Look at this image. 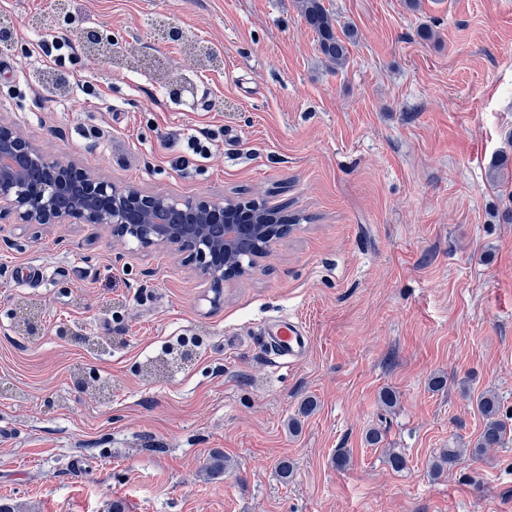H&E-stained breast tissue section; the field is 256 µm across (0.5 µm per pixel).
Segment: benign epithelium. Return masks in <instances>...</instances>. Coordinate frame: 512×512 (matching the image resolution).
Here are the masks:
<instances>
[{"label":"benign epithelium","mask_w":512,"mask_h":512,"mask_svg":"<svg viewBox=\"0 0 512 512\" xmlns=\"http://www.w3.org/2000/svg\"><path fill=\"white\" fill-rule=\"evenodd\" d=\"M62 197L69 199L68 206L59 205ZM249 208L243 213L233 199H182L116 183L76 160L52 157L17 126L0 122V222L105 226L113 238L143 249L165 246L189 253L199 273L220 288L231 275H251L275 239L267 228L277 209L261 204ZM131 210L138 212L139 223L127 222ZM169 210L183 212V222L164 223L162 216ZM224 216V236H212L210 225ZM246 227L260 243L250 259L234 263Z\"/></svg>","instance_id":"obj_1"}]
</instances>
